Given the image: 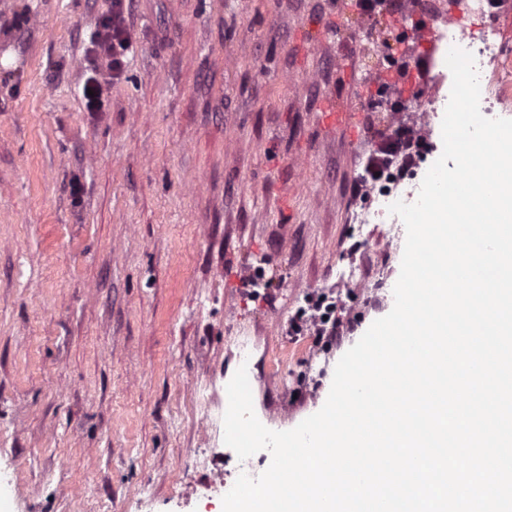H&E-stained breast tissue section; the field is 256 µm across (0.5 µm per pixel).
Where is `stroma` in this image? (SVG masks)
Here are the masks:
<instances>
[{
    "label": "stroma",
    "mask_w": 512,
    "mask_h": 512,
    "mask_svg": "<svg viewBox=\"0 0 512 512\" xmlns=\"http://www.w3.org/2000/svg\"><path fill=\"white\" fill-rule=\"evenodd\" d=\"M110 0H0V469L16 512H216L203 433L251 347L259 420L319 411L334 368L393 307L401 258L353 222L392 134L377 82L415 63L393 16L336 0H130L133 48L103 107L82 97ZM479 0H416L429 31ZM353 55L351 74L336 69ZM357 112L328 129L325 103ZM262 265L270 304L239 303ZM356 269L368 291L342 283ZM308 292L352 321L341 345L288 333Z\"/></svg>",
    "instance_id": "obj_1"
}]
</instances>
